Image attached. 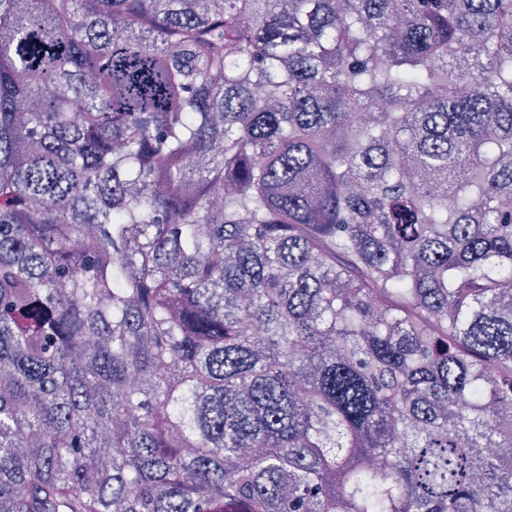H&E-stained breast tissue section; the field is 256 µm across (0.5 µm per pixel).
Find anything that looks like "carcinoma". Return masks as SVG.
Masks as SVG:
<instances>
[{"instance_id":"obj_1","label":"carcinoma","mask_w":512,"mask_h":512,"mask_svg":"<svg viewBox=\"0 0 512 512\" xmlns=\"http://www.w3.org/2000/svg\"><path fill=\"white\" fill-rule=\"evenodd\" d=\"M0 512H512V0H0Z\"/></svg>"}]
</instances>
